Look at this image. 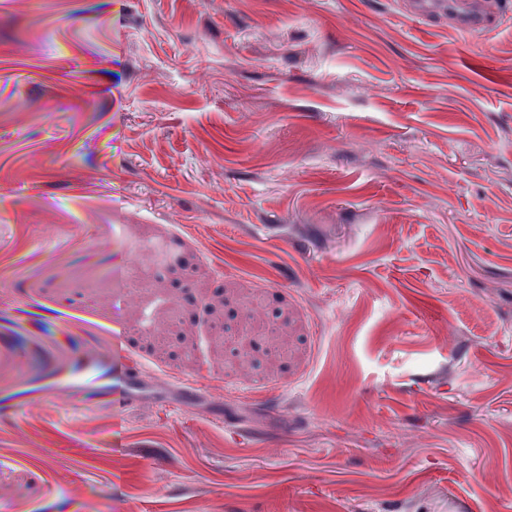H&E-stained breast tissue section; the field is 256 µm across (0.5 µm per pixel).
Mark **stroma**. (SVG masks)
<instances>
[{
  "label": "stroma",
  "instance_id": "35a3bbf8",
  "mask_svg": "<svg viewBox=\"0 0 512 512\" xmlns=\"http://www.w3.org/2000/svg\"><path fill=\"white\" fill-rule=\"evenodd\" d=\"M483 2L0 0V512H512ZM94 344L207 402L52 399ZM410 7L412 13L422 17L444 18L448 15L447 0H418L411 1ZM478 1L459 2L455 5L462 6V10L455 11L454 21L456 25L464 26L473 30H483L492 27L494 21L488 18L479 7Z\"/></svg>",
  "mask_w": 512,
  "mask_h": 512
}]
</instances>
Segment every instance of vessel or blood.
<instances>
[{"label": "vessel or blood", "instance_id": "obj_1", "mask_svg": "<svg viewBox=\"0 0 512 512\" xmlns=\"http://www.w3.org/2000/svg\"><path fill=\"white\" fill-rule=\"evenodd\" d=\"M410 7L412 13L422 17L453 16L457 25L473 30H483L493 25L492 19L482 12L477 0H464L461 10L453 14L448 11V0H412ZM99 367L114 369L118 379L115 394L127 403L151 401L163 404L172 398L179 407L188 409L204 399L203 393L193 385L179 386L169 396L161 394L153 379L135 364L126 363L117 368L113 367L110 351L92 349L69 361L66 367L69 382L62 387V394L77 396L83 379Z\"/></svg>", "mask_w": 512, "mask_h": 512}]
</instances>
